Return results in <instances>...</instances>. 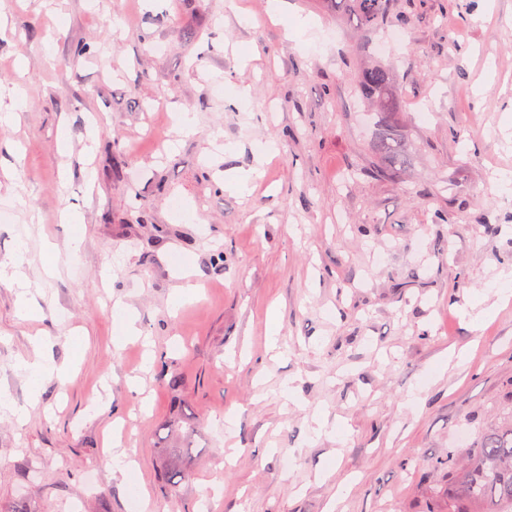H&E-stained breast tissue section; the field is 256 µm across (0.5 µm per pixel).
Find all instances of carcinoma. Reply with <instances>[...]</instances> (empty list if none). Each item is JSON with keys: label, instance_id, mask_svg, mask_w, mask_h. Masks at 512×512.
Segmentation results:
<instances>
[{"label": "carcinoma", "instance_id": "obj_1", "mask_svg": "<svg viewBox=\"0 0 512 512\" xmlns=\"http://www.w3.org/2000/svg\"><path fill=\"white\" fill-rule=\"evenodd\" d=\"M336 17L357 30L377 33L388 26L405 28L410 17L393 10V0H321ZM358 90L370 111L379 114L376 150L385 164L363 170L366 176L386 180L405 167L403 135L390 121L400 111L396 77L386 66L372 63L358 72ZM448 482L452 493L432 500L429 512H512V422L486 431L472 462L459 465L448 452Z\"/></svg>", "mask_w": 512, "mask_h": 512}]
</instances>
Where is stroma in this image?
Listing matches in <instances>:
<instances>
[{
    "label": "stroma",
    "instance_id": "1",
    "mask_svg": "<svg viewBox=\"0 0 512 512\" xmlns=\"http://www.w3.org/2000/svg\"><path fill=\"white\" fill-rule=\"evenodd\" d=\"M273 4L0 0V263L24 256L41 308L0 279L7 512H139L141 489L149 512H426L431 462L512 419V0H394L411 28L384 51L319 0ZM370 59L400 79L392 181L361 173ZM122 306L141 337L117 348ZM37 336L65 378L22 370Z\"/></svg>",
    "mask_w": 512,
    "mask_h": 512
}]
</instances>
